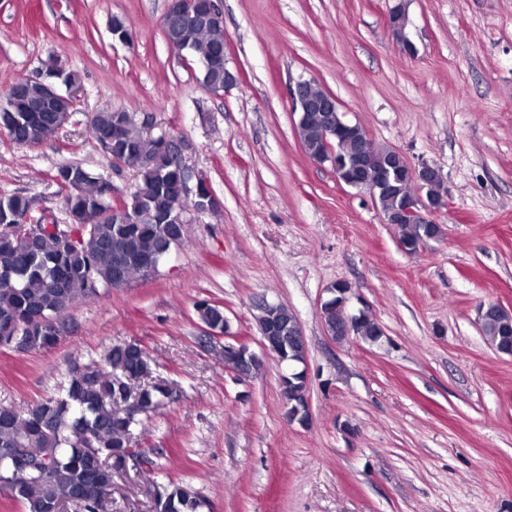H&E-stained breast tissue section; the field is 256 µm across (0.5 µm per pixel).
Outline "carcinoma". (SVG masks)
Returning <instances> with one entry per match:
<instances>
[{"label": "carcinoma", "mask_w": 512, "mask_h": 512, "mask_svg": "<svg viewBox=\"0 0 512 512\" xmlns=\"http://www.w3.org/2000/svg\"><path fill=\"white\" fill-rule=\"evenodd\" d=\"M212 0H190L186 19L162 21L168 44L195 63L202 81L215 91L224 89L233 75L224 68V26L207 25ZM68 121L67 113L49 108L42 85L32 79L17 94L0 101V130L36 145L51 139ZM88 132L95 140L107 139V154L136 168L138 183L126 199L112 202V185L80 165L57 168L55 180L67 191L66 213L78 240L63 243L43 224L36 225V243L27 253L0 245V348L12 347L14 335L23 336L28 350L49 351L59 342L54 324H63L68 310L80 299L112 288L113 259L127 260L126 278L141 275L140 261L172 248L175 225L158 215L146 217L154 202L173 191L185 177L179 159L163 150L159 140L135 126L127 113L101 110L93 116ZM297 136L309 157L327 150L323 127L315 119L298 121ZM337 154L349 158L362 154L390 173L392 187L378 193L385 219L399 209L408 176L392 164L393 148L368 138L334 143ZM141 217L135 224H114L109 210ZM99 215L91 222L90 217ZM33 218V200L25 194L0 195V225H25ZM400 247L416 253L427 234L425 224H401ZM481 327L486 342L500 350L512 339V313L497 306ZM195 314L209 329L224 332V308L201 300ZM151 367L146 351L136 342L108 349L102 360L74 363L57 393L25 412L0 406V463L10 452L23 449L28 457L56 448L49 474L41 480L16 477L0 483L21 504L23 512H59L61 505L76 502L81 512H105L114 474L124 469L129 438L143 420L172 402L174 384L156 376L138 384ZM285 402L298 408L306 402V381L294 375L281 382ZM203 503L189 487L174 482L154 496L153 512H200Z\"/></svg>", "instance_id": "obj_1"}]
</instances>
